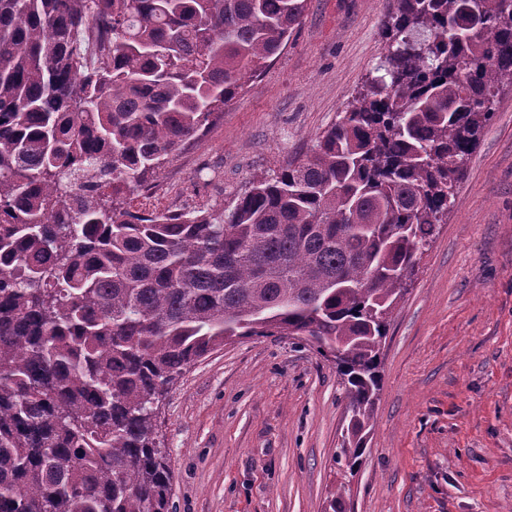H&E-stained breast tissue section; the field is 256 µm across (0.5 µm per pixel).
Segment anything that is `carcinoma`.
I'll use <instances>...</instances> for the list:
<instances>
[{
    "label": "carcinoma",
    "instance_id": "obj_1",
    "mask_svg": "<svg viewBox=\"0 0 512 512\" xmlns=\"http://www.w3.org/2000/svg\"><path fill=\"white\" fill-rule=\"evenodd\" d=\"M306 2L0 0V512H171L152 402L242 336L339 353L333 462L362 464L391 315L512 78V0H393L378 75L304 158L229 209L124 207Z\"/></svg>",
    "mask_w": 512,
    "mask_h": 512
}]
</instances>
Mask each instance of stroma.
I'll use <instances>...</instances> for the list:
<instances>
[{"instance_id":"35a3bbf8","label":"stroma","mask_w":512,"mask_h":512,"mask_svg":"<svg viewBox=\"0 0 512 512\" xmlns=\"http://www.w3.org/2000/svg\"><path fill=\"white\" fill-rule=\"evenodd\" d=\"M391 10L307 0L282 53L128 208H228L307 154L375 73ZM464 171L390 319L351 512H512V84ZM154 412L175 512H325L345 400L333 359L306 342H228Z\"/></svg>"}]
</instances>
